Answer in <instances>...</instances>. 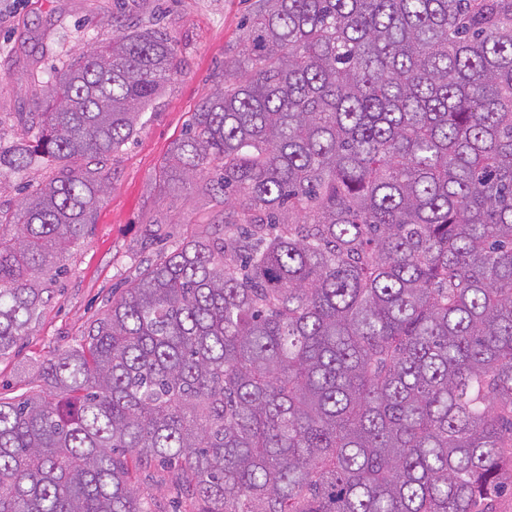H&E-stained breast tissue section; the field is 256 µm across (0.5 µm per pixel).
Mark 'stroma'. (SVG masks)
Returning a JSON list of instances; mask_svg holds the SVG:
<instances>
[{
	"mask_svg": "<svg viewBox=\"0 0 512 512\" xmlns=\"http://www.w3.org/2000/svg\"><path fill=\"white\" fill-rule=\"evenodd\" d=\"M256 0H142L133 20L164 27L181 73L144 112L137 134L106 163L110 173L95 220L70 255L55 259L40 313L17 345L0 355V395L41 383L45 363L82 343L114 294L140 276L148 259L211 224L216 208L196 184L160 194L156 173L173 142L213 87L227 52L242 47ZM112 0H0V145L21 138L39 111L35 90L80 53L110 41ZM36 164L0 177V207H15L46 180Z\"/></svg>",
	"mask_w": 512,
	"mask_h": 512,
	"instance_id": "35a3bbf8",
	"label": "stroma"
}]
</instances>
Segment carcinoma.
I'll return each mask as SVG.
<instances>
[{"instance_id":"cac0c4a2","label":"carcinoma","mask_w":512,"mask_h":512,"mask_svg":"<svg viewBox=\"0 0 512 512\" xmlns=\"http://www.w3.org/2000/svg\"><path fill=\"white\" fill-rule=\"evenodd\" d=\"M0 176V355L179 72L115 0ZM158 181L222 207L42 385L0 398V512H496L512 496V0H258ZM49 171L42 164H34L21 173L0 178V207H16L23 198L46 180Z\"/></svg>"}]
</instances>
